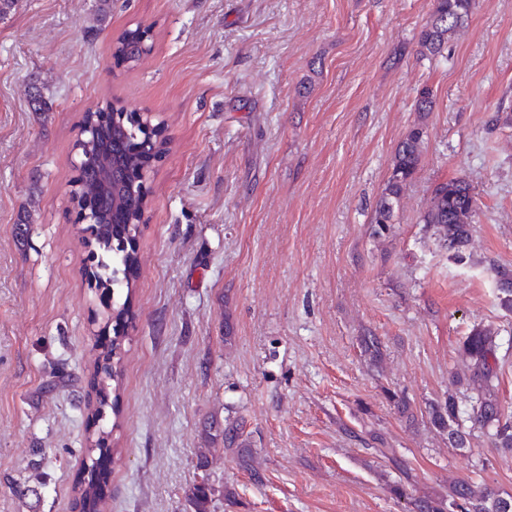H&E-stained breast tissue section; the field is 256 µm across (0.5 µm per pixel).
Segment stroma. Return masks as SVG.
<instances>
[{
	"mask_svg": "<svg viewBox=\"0 0 512 512\" xmlns=\"http://www.w3.org/2000/svg\"><path fill=\"white\" fill-rule=\"evenodd\" d=\"M97 2L18 0L0 19V512H76L102 433L111 512H190L204 477L210 512H407L403 478L415 498L461 480L512 495V453L477 428L455 447L430 420L473 394L460 344L477 325L512 410V0H477L435 56L417 45L432 0H112L102 23ZM138 24L147 53L118 61L113 37ZM36 86L55 103L42 116ZM112 100L166 144L105 381L112 297L73 192L84 116ZM418 123L419 169L372 235ZM460 177L479 209L455 258L421 216ZM239 420L262 483L207 437ZM214 493L215 489L204 479L189 487L186 494L192 512H210L209 505Z\"/></svg>",
	"mask_w": 512,
	"mask_h": 512,
	"instance_id": "1",
	"label": "stroma"
}]
</instances>
